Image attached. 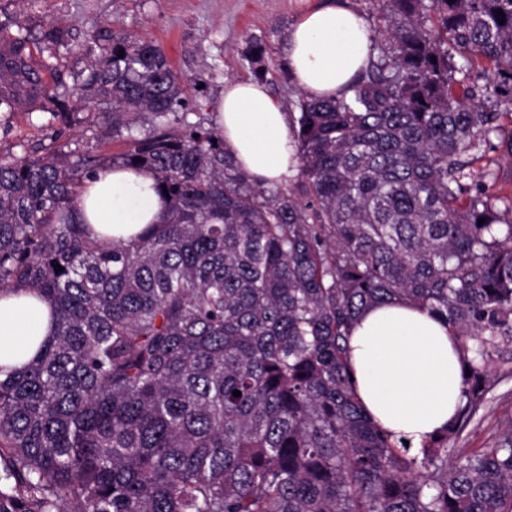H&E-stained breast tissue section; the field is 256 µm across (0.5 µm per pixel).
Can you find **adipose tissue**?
<instances>
[{"instance_id":"adipose-tissue-1","label":"adipose tissue","mask_w":512,"mask_h":512,"mask_svg":"<svg viewBox=\"0 0 512 512\" xmlns=\"http://www.w3.org/2000/svg\"><path fill=\"white\" fill-rule=\"evenodd\" d=\"M370 27L351 0H323L302 12L288 31L285 67L308 97L342 93L367 65ZM217 129L240 169L267 183L295 171L288 113L264 85L228 83L217 104ZM151 172L119 164L85 181L77 211L90 238L129 241L161 223L166 203ZM50 304L29 291L0 294V366L27 364L53 333ZM350 365L370 420L420 449L453 426L464 381L454 329L429 311L397 299L358 317Z\"/></svg>"}]
</instances>
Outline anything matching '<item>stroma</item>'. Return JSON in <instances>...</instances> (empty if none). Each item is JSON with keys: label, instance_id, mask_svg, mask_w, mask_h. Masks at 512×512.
<instances>
[{"label": "stroma", "instance_id": "35a3bbf8", "mask_svg": "<svg viewBox=\"0 0 512 512\" xmlns=\"http://www.w3.org/2000/svg\"><path fill=\"white\" fill-rule=\"evenodd\" d=\"M319 0H0V23L27 34L35 61L51 60L47 84L64 96L70 112L60 126L49 112L0 110V154L35 158L55 149L57 129H65L71 146L99 157L122 150L112 137L109 105L96 98L87 80L95 60L109 49L115 31L140 35L159 45L185 81L186 104L178 116L185 125L214 124L226 83L253 78L244 58L250 38L267 45L263 78L281 103L298 97L288 77L284 50L297 13ZM66 35L63 45L49 47L54 31ZM96 120H88V109ZM496 385L481 419L468 428L472 447L492 443L512 417V377L495 370Z\"/></svg>", "mask_w": 512, "mask_h": 512}]
</instances>
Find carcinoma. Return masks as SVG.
<instances>
[{"label":"carcinoma","mask_w":512,"mask_h":512,"mask_svg":"<svg viewBox=\"0 0 512 512\" xmlns=\"http://www.w3.org/2000/svg\"><path fill=\"white\" fill-rule=\"evenodd\" d=\"M374 2L368 68L291 102L283 188L215 127L171 126L182 81L125 32L89 79L124 151L0 159V292H38L56 326L0 379V512H512V418L490 446L462 439L492 365L512 373V191L488 158L512 161V0ZM3 43L0 82L67 123L27 38ZM265 56L255 40L245 60L263 76ZM110 163L168 189L164 222L128 242L73 219ZM393 298L448 321L470 371L456 425L415 454L350 377L358 316Z\"/></svg>","instance_id":"cac0c4a2"}]
</instances>
